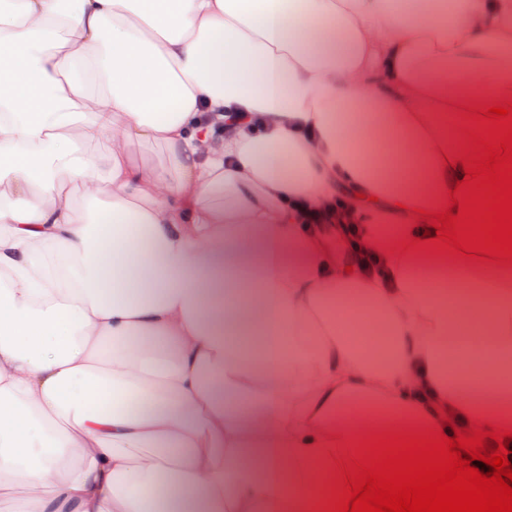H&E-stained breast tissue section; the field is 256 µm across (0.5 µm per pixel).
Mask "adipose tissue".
<instances>
[{"instance_id":"1","label":"adipose tissue","mask_w":512,"mask_h":512,"mask_svg":"<svg viewBox=\"0 0 512 512\" xmlns=\"http://www.w3.org/2000/svg\"><path fill=\"white\" fill-rule=\"evenodd\" d=\"M503 97L512 0H0V512H321L351 437L512 429V265L398 249Z\"/></svg>"}]
</instances>
